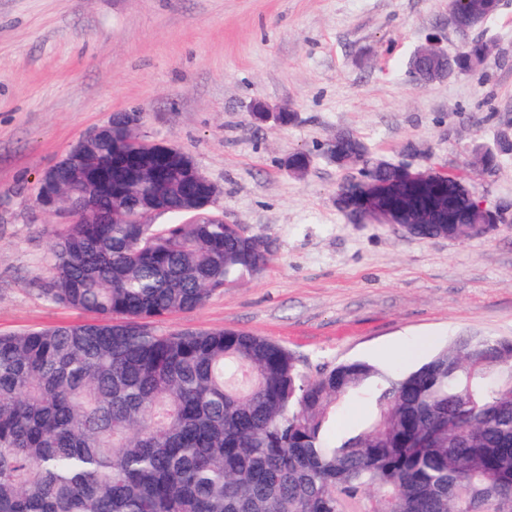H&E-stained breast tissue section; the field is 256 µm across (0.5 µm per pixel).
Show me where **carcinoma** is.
<instances>
[{"instance_id":"obj_1","label":"carcinoma","mask_w":512,"mask_h":512,"mask_svg":"<svg viewBox=\"0 0 512 512\" xmlns=\"http://www.w3.org/2000/svg\"><path fill=\"white\" fill-rule=\"evenodd\" d=\"M448 11L475 26L492 15L487 0H448ZM465 46L435 70L487 67L486 43ZM86 147L144 166L133 176L115 163L92 182L74 165L55 172L88 210L52 241L41 293L97 321L0 334V512H512L511 338L460 337L412 370L355 360L313 375L264 336L159 332L155 321L258 273L275 248L255 249L237 224L195 223L185 200L201 188L182 155L157 156L110 125ZM496 147L470 169L496 172L512 155L509 128ZM341 149L354 175L339 190L376 184L418 237L453 224L467 239L477 213L465 196L406 183L353 133ZM158 181L174 222L112 218ZM347 398L369 413L338 435Z\"/></svg>"}]
</instances>
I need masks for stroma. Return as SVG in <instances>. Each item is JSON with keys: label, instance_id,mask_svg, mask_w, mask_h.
I'll use <instances>...</instances> for the list:
<instances>
[{"label": "stroma", "instance_id": "1", "mask_svg": "<svg viewBox=\"0 0 512 512\" xmlns=\"http://www.w3.org/2000/svg\"><path fill=\"white\" fill-rule=\"evenodd\" d=\"M465 42L447 0H0V333L93 322L39 291L61 216L34 202L39 176L116 114L188 154L219 189L211 206L275 259L161 332L270 338L308 372L362 360L413 368L407 345L512 339V224L464 241L351 223L336 133L415 168L465 170L512 119V0L473 30L483 71L416 85L407 61L428 35ZM296 114L258 122L256 105ZM309 154L305 177L286 171ZM487 207L512 205V157L472 176Z\"/></svg>", "mask_w": 512, "mask_h": 512}]
</instances>
